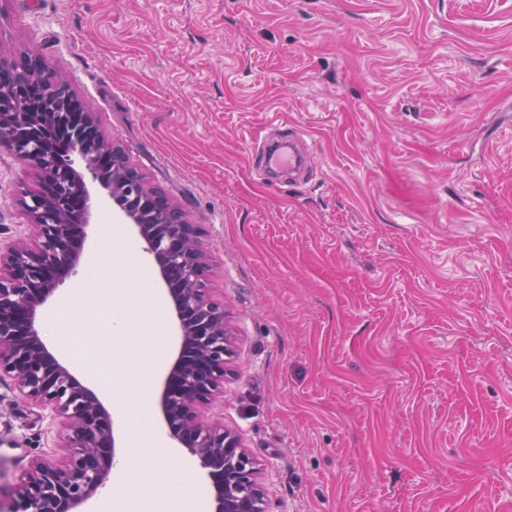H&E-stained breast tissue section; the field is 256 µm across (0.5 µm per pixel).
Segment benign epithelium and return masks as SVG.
Instances as JSON below:
<instances>
[{"label":"benign epithelium","mask_w":512,"mask_h":512,"mask_svg":"<svg viewBox=\"0 0 512 512\" xmlns=\"http://www.w3.org/2000/svg\"><path fill=\"white\" fill-rule=\"evenodd\" d=\"M30 81L47 90L67 87L57 73L47 74L33 60ZM0 86V148L29 162L37 124L66 125L68 152H77L93 179L102 181L100 160H112L115 194L132 167L98 128L92 112H11ZM34 163L40 189L22 200L25 224L13 243L0 246V377L32 406L49 411L58 434L57 451L33 460L19 476L17 493L3 497L0 512H74L98 490L112 485L116 444L112 414L100 395L76 375L44 342L39 314L59 284L84 262L92 198L85 177L73 166L46 162L59 158L55 144L41 143ZM158 268L172 305L179 346L163 378L158 407L168 437L205 471L214 489L213 512H268L259 468L224 422L204 410L224 392L229 334L224 308L192 284L208 271L198 230L185 223L179 208L146 191L140 205L125 208Z\"/></svg>","instance_id":"7a95c632"}]
</instances>
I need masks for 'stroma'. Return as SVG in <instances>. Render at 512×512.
Masks as SVG:
<instances>
[{
	"label": "stroma",
	"instance_id": "obj_1",
	"mask_svg": "<svg viewBox=\"0 0 512 512\" xmlns=\"http://www.w3.org/2000/svg\"><path fill=\"white\" fill-rule=\"evenodd\" d=\"M66 74L149 186L199 225L233 336L207 417L270 512H503L512 501V0H0V49ZM301 126L310 176L251 131ZM34 170L0 150V240ZM88 227L171 305L97 182ZM115 370L144 350L90 322ZM56 430L0 381V487ZM134 458L107 495L161 492ZM282 136L288 138V142L284 141L277 150L275 147L267 142L266 137L257 139L254 144L253 158L258 169H267L272 171L274 169H292L299 165V160L294 152V146L291 136L297 134V130L291 125L281 124ZM289 133V135H288ZM288 145V152L284 147Z\"/></svg>",
	"mask_w": 512,
	"mask_h": 512
}]
</instances>
